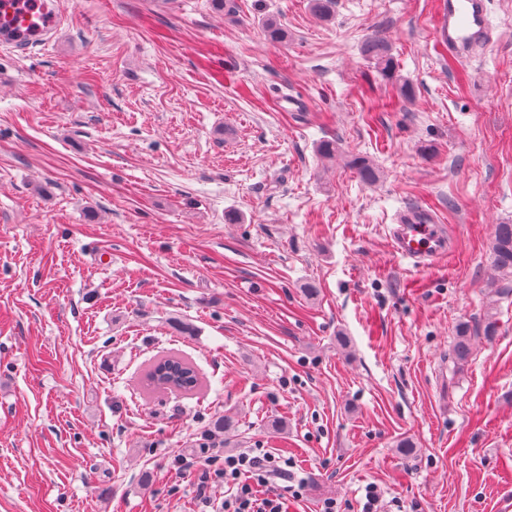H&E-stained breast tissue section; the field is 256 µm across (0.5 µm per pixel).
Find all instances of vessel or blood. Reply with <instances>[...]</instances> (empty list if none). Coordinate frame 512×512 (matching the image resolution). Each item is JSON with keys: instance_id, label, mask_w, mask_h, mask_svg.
<instances>
[{"instance_id": "obj_1", "label": "vessel or blood", "mask_w": 512, "mask_h": 512, "mask_svg": "<svg viewBox=\"0 0 512 512\" xmlns=\"http://www.w3.org/2000/svg\"><path fill=\"white\" fill-rule=\"evenodd\" d=\"M436 30L438 46L462 62L479 59L495 41L490 0H443ZM30 12L23 0H0V45L29 51L45 44L44 35L29 36ZM395 250L419 266L447 253L450 242L443 226L423 208L399 211L391 228Z\"/></svg>"}]
</instances>
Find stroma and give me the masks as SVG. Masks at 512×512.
Instances as JSON below:
<instances>
[{"instance_id":"stroma-1","label":"stroma","mask_w":512,"mask_h":512,"mask_svg":"<svg viewBox=\"0 0 512 512\" xmlns=\"http://www.w3.org/2000/svg\"><path fill=\"white\" fill-rule=\"evenodd\" d=\"M57 2L47 48L0 49V512H201L224 483L169 461L224 416V453L294 461L288 512H359L371 482L382 512H512V296L489 259L512 224V0L469 64L435 41L441 0L327 20L309 0ZM410 206L452 241L422 269L387 230ZM171 350L203 393L145 390ZM365 52L373 60L375 67L384 76L394 74V60L391 56L387 44L378 37L371 38L366 46Z\"/></svg>"}]
</instances>
